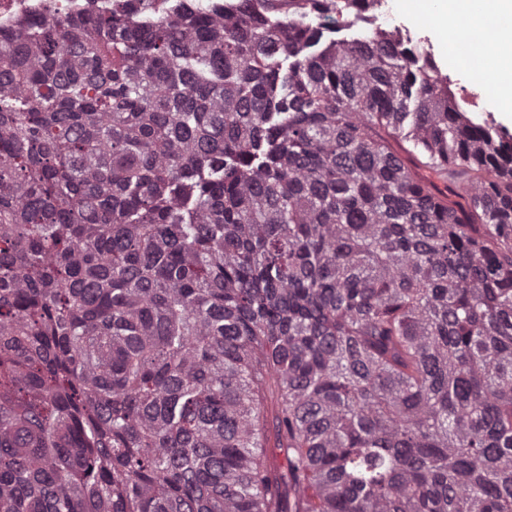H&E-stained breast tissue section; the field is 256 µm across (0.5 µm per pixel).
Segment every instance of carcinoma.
<instances>
[{"mask_svg":"<svg viewBox=\"0 0 512 512\" xmlns=\"http://www.w3.org/2000/svg\"><path fill=\"white\" fill-rule=\"evenodd\" d=\"M376 2L0 34V512H512V138ZM372 18V25L366 24L364 22H359L355 24L353 27L345 26V23L339 21L335 22L332 20L323 22L325 24L322 43L327 42L331 39L336 40H352L359 37L366 29H372L375 27L374 20L375 17ZM370 18V19H371Z\"/></svg>","mask_w":512,"mask_h":512,"instance_id":"carcinoma-1","label":"carcinoma"}]
</instances>
